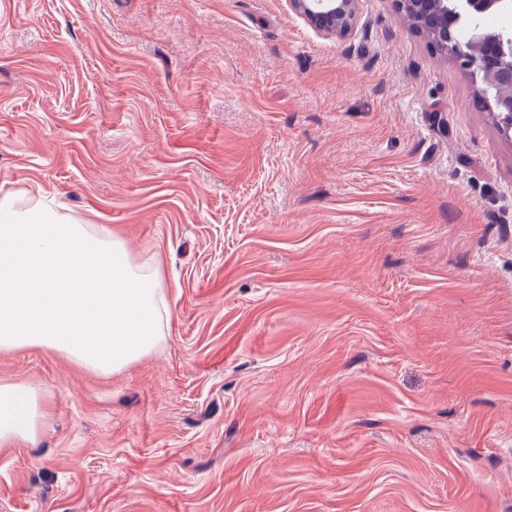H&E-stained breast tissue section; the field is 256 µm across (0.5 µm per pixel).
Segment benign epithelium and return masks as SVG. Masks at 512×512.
I'll return each instance as SVG.
<instances>
[{"label":"benign epithelium","mask_w":512,"mask_h":512,"mask_svg":"<svg viewBox=\"0 0 512 512\" xmlns=\"http://www.w3.org/2000/svg\"><path fill=\"white\" fill-rule=\"evenodd\" d=\"M292 8L315 29L347 35L358 10V0H290ZM399 8L420 22L434 19L432 35L443 51L475 80L483 82L481 97L489 103L500 132L512 141V47L505 32L485 33L478 40L486 50L476 52L470 42L453 39L451 29L464 17H481L491 10L512 11V0H396Z\"/></svg>","instance_id":"benign-epithelium-1"}]
</instances>
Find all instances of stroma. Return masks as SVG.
<instances>
[{"label": "stroma", "mask_w": 512, "mask_h": 512, "mask_svg": "<svg viewBox=\"0 0 512 512\" xmlns=\"http://www.w3.org/2000/svg\"><path fill=\"white\" fill-rule=\"evenodd\" d=\"M360 0H0V195L158 266L161 343L51 412L0 512H512V141ZM358 0H290L292 8L315 29L338 36L347 35L358 10Z\"/></svg>", "instance_id": "obj_1"}]
</instances>
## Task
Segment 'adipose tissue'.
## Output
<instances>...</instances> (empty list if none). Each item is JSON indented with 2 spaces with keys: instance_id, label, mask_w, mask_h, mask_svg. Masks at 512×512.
<instances>
[{
  "instance_id": "obj_1",
  "label": "adipose tissue",
  "mask_w": 512,
  "mask_h": 512,
  "mask_svg": "<svg viewBox=\"0 0 512 512\" xmlns=\"http://www.w3.org/2000/svg\"><path fill=\"white\" fill-rule=\"evenodd\" d=\"M53 194L0 195V351L45 347L117 374L148 356L171 310L157 270L104 224H80ZM48 416L37 387L0 378V449L36 446Z\"/></svg>"
}]
</instances>
